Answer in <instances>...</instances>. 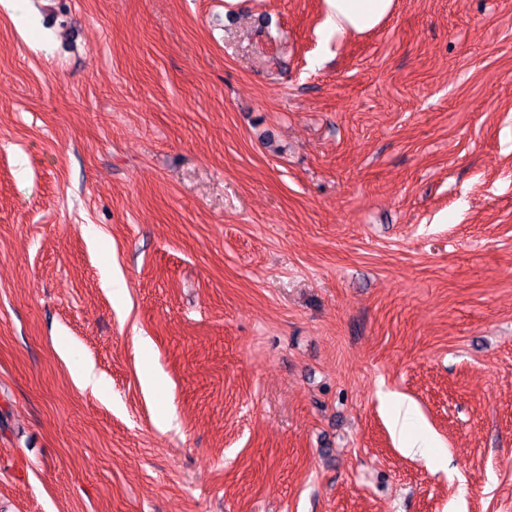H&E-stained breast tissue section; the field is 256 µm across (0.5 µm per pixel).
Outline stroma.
I'll use <instances>...</instances> for the list:
<instances>
[{
	"label": "stroma",
	"instance_id": "stroma-1",
	"mask_svg": "<svg viewBox=\"0 0 512 512\" xmlns=\"http://www.w3.org/2000/svg\"><path fill=\"white\" fill-rule=\"evenodd\" d=\"M323 12L0 0V512H512V0ZM324 34H362L375 29L395 7V0H324Z\"/></svg>",
	"mask_w": 512,
	"mask_h": 512
}]
</instances>
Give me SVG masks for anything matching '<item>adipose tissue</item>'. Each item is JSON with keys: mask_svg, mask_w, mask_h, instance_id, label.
<instances>
[{"mask_svg": "<svg viewBox=\"0 0 512 512\" xmlns=\"http://www.w3.org/2000/svg\"><path fill=\"white\" fill-rule=\"evenodd\" d=\"M321 30L326 35L362 34L375 29L395 7V0H324Z\"/></svg>", "mask_w": 512, "mask_h": 512, "instance_id": "adipose-tissue-1", "label": "adipose tissue"}]
</instances>
